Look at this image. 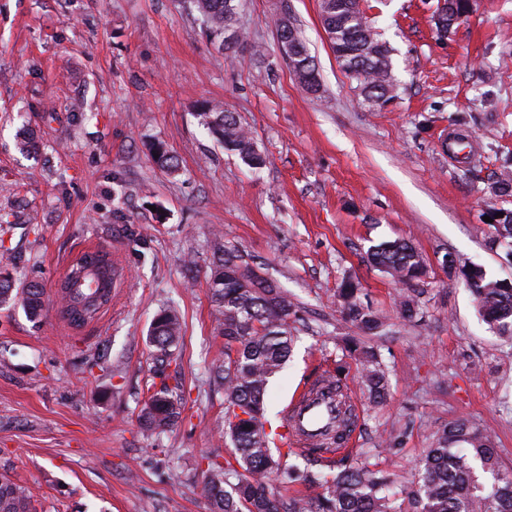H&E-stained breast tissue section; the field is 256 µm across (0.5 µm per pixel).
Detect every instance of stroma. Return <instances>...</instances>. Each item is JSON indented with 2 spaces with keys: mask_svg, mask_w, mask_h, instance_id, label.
<instances>
[{
  "mask_svg": "<svg viewBox=\"0 0 512 512\" xmlns=\"http://www.w3.org/2000/svg\"><path fill=\"white\" fill-rule=\"evenodd\" d=\"M438 0H362L389 46L397 97L365 102L342 70L320 0H239L247 42H212L187 0H0V269L54 293L68 261L105 248L128 283L81 331L55 313L41 322L0 309V473L24 486L31 512H210L202 459L233 457L224 437V359L207 275L215 238L238 248L297 305V338L271 378L267 427L305 382L334 370L354 335L336 289L387 318L375 341L390 397L356 396L357 453L398 489L418 488L417 465L450 423L487 431L512 470V347L488 325L461 277L482 265L512 280V250L487 219L512 211V0H477L448 37ZM290 16L319 73L307 92L283 56L276 23ZM236 112L266 158L254 170L228 154L200 117ZM478 150L454 158L448 132ZM163 144L178 164L162 169ZM411 241L427 266L422 314L397 313L400 284L368 266L383 240ZM175 308L182 337L166 368L184 410L161 435L138 414L155 381L146 336Z\"/></svg>",
  "mask_w": 512,
  "mask_h": 512,
  "instance_id": "obj_1",
  "label": "stroma"
}]
</instances>
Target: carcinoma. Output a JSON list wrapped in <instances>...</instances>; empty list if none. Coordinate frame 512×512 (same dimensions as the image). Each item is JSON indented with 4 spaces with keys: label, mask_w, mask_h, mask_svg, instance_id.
Returning a JSON list of instances; mask_svg holds the SVG:
<instances>
[{
    "label": "carcinoma",
    "mask_w": 512,
    "mask_h": 512,
    "mask_svg": "<svg viewBox=\"0 0 512 512\" xmlns=\"http://www.w3.org/2000/svg\"><path fill=\"white\" fill-rule=\"evenodd\" d=\"M466 0H444L443 17L448 29L460 25L458 18ZM193 9L207 22L209 36L230 47L244 43L236 26L235 0H192ZM321 22L329 34L336 59L344 71L359 82L364 100H388L394 80L391 74V50L378 39L368 21L360 0H321ZM278 39L296 43V58L290 67L299 82L311 93L319 90L318 71L300 30L288 18L277 24ZM204 126L223 145L224 150L238 156L253 169L265 165L264 156L256 149L253 138L244 130L236 115L219 106L208 105L202 112ZM493 242L512 238V211L503 212L501 225H492ZM214 260L209 268L207 285L213 306L216 330L224 337V363L211 370L214 382L224 386V429L234 447V457L224 462L206 458L201 491L212 506V512H401L391 475L383 469L361 470L335 466V460L322 457L334 453L349 439L357 421L351 408L348 387L342 378V367L336 376L325 380V390L334 394L343 415L336 417V429L328 441L312 446L307 452L292 448L277 449L266 431L264 406L269 378L278 372L292 351L294 336L289 320L296 315L294 304L271 279L260 275L241 252L217 242ZM367 262L405 286L399 301V313L408 320L418 314L417 285L426 274L422 258L406 240L383 241L367 252ZM461 277L478 302L479 312L497 335L512 340V285L491 279L479 265L464 267ZM361 284L346 277L337 297L345 319L365 335L378 334L385 317L360 301ZM86 288H63L54 303L45 300L42 285L37 282L16 283L0 274V306L19 304L27 317L39 321L47 316L50 306L73 327L96 320L105 304L86 309L83 316L74 315L76 305L87 300ZM181 322L176 311L167 309L154 318L147 341L155 349V360H171L177 346ZM342 356L363 366L360 387L374 405L384 404L389 396V383L379 355L366 343L352 338L342 348ZM161 385L143 403L139 418L151 433H162L181 418V399L173 396L166 375L159 372ZM249 416L245 425L234 419L239 413ZM495 448L491 438L475 423L459 419L448 426L428 449L420 465V485L414 501L422 504L420 512H512V471H495ZM495 472L488 487L478 485L477 469ZM280 476L289 484H301L315 490L302 491L283 502L271 487V477ZM0 512H29L26 489L8 475L0 474Z\"/></svg>",
    "instance_id": "obj_1"
}]
</instances>
